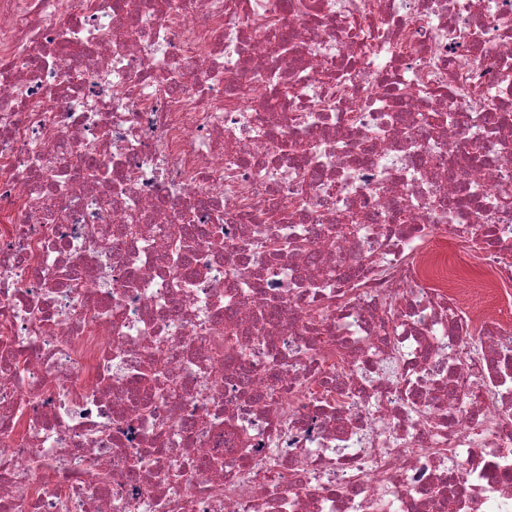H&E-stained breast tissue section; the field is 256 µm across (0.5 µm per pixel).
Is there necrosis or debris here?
<instances>
[{
    "instance_id": "1",
    "label": "necrosis or debris",
    "mask_w": 512,
    "mask_h": 512,
    "mask_svg": "<svg viewBox=\"0 0 512 512\" xmlns=\"http://www.w3.org/2000/svg\"><path fill=\"white\" fill-rule=\"evenodd\" d=\"M507 192L512 0H0V512H512Z\"/></svg>"
}]
</instances>
